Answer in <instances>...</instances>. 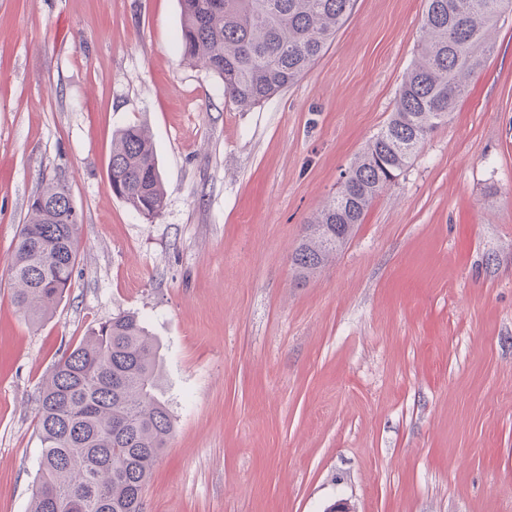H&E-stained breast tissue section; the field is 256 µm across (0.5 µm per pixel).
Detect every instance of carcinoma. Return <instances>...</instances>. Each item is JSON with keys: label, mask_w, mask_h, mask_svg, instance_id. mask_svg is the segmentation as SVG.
<instances>
[{"label": "carcinoma", "mask_w": 512, "mask_h": 512, "mask_svg": "<svg viewBox=\"0 0 512 512\" xmlns=\"http://www.w3.org/2000/svg\"><path fill=\"white\" fill-rule=\"evenodd\" d=\"M182 61L216 75L240 108L295 84L350 17L354 0H179ZM512 0H425L416 58L387 124L343 173L339 196L310 220L292 263L307 278L336 254L372 201L448 119L492 49L490 30ZM112 194L151 221L166 189L149 133L112 139ZM81 217L68 187L43 184L29 200L8 270L13 299L37 323L72 285ZM341 228H336V225ZM160 344L139 317L119 312L66 352L45 380L36 412L42 448L30 512H144L143 493L174 430L156 394Z\"/></svg>", "instance_id": "carcinoma-1"}]
</instances>
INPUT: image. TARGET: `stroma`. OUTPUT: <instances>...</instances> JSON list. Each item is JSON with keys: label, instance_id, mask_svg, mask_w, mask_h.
I'll list each match as a JSON object with an SVG mask.
<instances>
[{"label": "stroma", "instance_id": "35a3bbf8", "mask_svg": "<svg viewBox=\"0 0 512 512\" xmlns=\"http://www.w3.org/2000/svg\"><path fill=\"white\" fill-rule=\"evenodd\" d=\"M424 0H356L290 89L244 110L182 62L179 0H0V512H29L63 352L122 311L161 344L174 432L144 512H512V11L454 112L299 282L306 221L388 121ZM167 195L117 199L116 130ZM65 183L80 262L52 315L8 268ZM108 177L113 195L151 221L162 213L166 189L149 133L129 126L112 139Z\"/></svg>", "mask_w": 512, "mask_h": 512}]
</instances>
